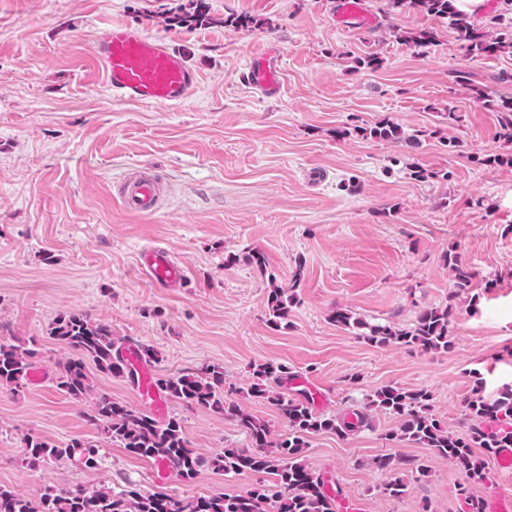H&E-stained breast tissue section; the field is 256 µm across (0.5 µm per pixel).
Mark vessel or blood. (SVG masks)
I'll return each mask as SVG.
<instances>
[{"instance_id": "b4317fda", "label": "vessel or blood", "mask_w": 512, "mask_h": 512, "mask_svg": "<svg viewBox=\"0 0 512 512\" xmlns=\"http://www.w3.org/2000/svg\"><path fill=\"white\" fill-rule=\"evenodd\" d=\"M372 17L364 0H336V23L345 30L368 27ZM94 60L106 87L113 95L143 105H178L198 85V77L186 60L173 51L167 40L147 35L128 24L99 29ZM282 58L276 48L252 56L247 79L263 97H277L282 89ZM119 195L131 212L151 215L162 202V182L150 173H133L119 183ZM143 273L154 283L173 287L186 277V266L168 251L143 250L138 255ZM126 359L140 374V394L156 415L167 412V401L160 395L149 368L137 349L127 350Z\"/></svg>"}]
</instances>
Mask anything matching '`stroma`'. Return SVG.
<instances>
[{
	"mask_svg": "<svg viewBox=\"0 0 512 512\" xmlns=\"http://www.w3.org/2000/svg\"><path fill=\"white\" fill-rule=\"evenodd\" d=\"M191 0H0V337L34 344L44 383L0 386V485L30 498L44 486L115 490L134 483L191 499L244 494L262 474L227 476L204 467L195 479H156L152 461L105 441L85 412L88 401L56 388L69 353L51 340L52 324L80 312L129 344L150 348L154 375L203 366L272 435L285 421L251 392L262 364L285 365L292 380H268L292 397L320 394L317 412L364 408L387 385L426 389L445 430L465 435L473 390L494 400L512 386V165L480 164L512 155L498 136L499 115L473 97L480 87L512 96V47L471 57L445 19L415 11L380 13L366 29L336 24V0H202L205 21L179 24ZM485 33L512 26L503 0H458ZM238 15L252 27L232 25ZM125 23L165 38L197 73L195 93L178 106H147L109 95L93 57L96 30ZM436 31L415 49L395 30ZM283 49L285 84L263 98L249 84V56ZM375 69L360 67L366 55ZM460 117L448 127L440 114ZM390 119L420 147L351 133ZM457 147H450L449 136ZM429 172L418 181L412 167ZM150 169L165 182L160 211H125L119 179ZM159 246L188 267L180 287L161 288L137 255ZM263 253L258 266L250 251ZM456 253L477 274L458 295L445 260ZM294 285L284 329L267 322L272 285ZM451 305L450 346L425 351L374 346L336 325V310L370 324L409 327L425 308ZM365 409V408H364ZM368 411V410H367ZM191 448L211 458L250 449L235 419L172 401ZM370 425L349 436L310 435L308 465L339 488L357 512H466V497L512 490V472L488 459L484 482H469L432 449L394 440V418L369 410ZM53 445L96 440L104 461L76 457L51 466L22 464L27 439ZM404 456L429 472L375 468ZM408 481L395 502L375 488Z\"/></svg>",
	"mask_w": 512,
	"mask_h": 512,
	"instance_id": "1",
	"label": "stroma"
}]
</instances>
